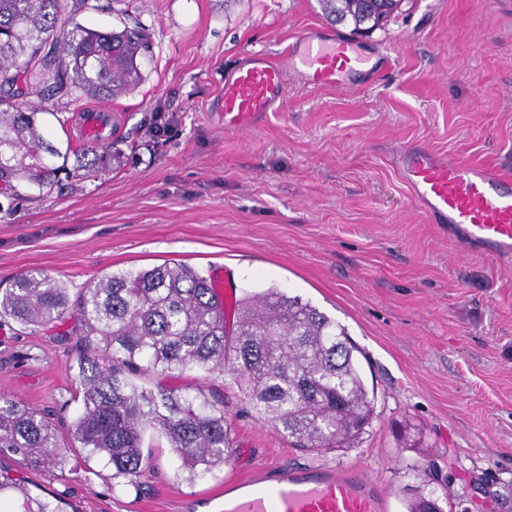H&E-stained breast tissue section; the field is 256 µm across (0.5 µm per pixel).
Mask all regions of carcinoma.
Here are the masks:
<instances>
[{
    "mask_svg": "<svg viewBox=\"0 0 512 512\" xmlns=\"http://www.w3.org/2000/svg\"><path fill=\"white\" fill-rule=\"evenodd\" d=\"M90 0H0V189L14 197L59 186L74 168L105 172L110 145L91 140L62 152L42 130L40 115L74 97L114 99L141 81L144 33L102 32L79 22L58 26L62 12ZM328 15L358 33L384 26L399 0H323ZM74 314L82 406L72 440L112 467V476L142 472L145 435L156 431L193 479L224 468L234 456L224 405L197 394L137 384L148 375L189 369L231 372L251 411L309 452L346 448L373 415L355 346L344 326L299 296L278 288L245 294L232 326L209 279L184 264L114 272L72 303L65 285L32 270L0 291V324L34 331ZM44 469H65L57 428L41 410L0 394V455ZM409 512H442L438 482L421 465ZM18 512H62L0 471V500Z\"/></svg>",
    "mask_w": 512,
    "mask_h": 512,
    "instance_id": "carcinoma-1",
    "label": "carcinoma"
}]
</instances>
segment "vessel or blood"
Here are the masks:
<instances>
[{"label":"vessel or blood","mask_w":512,"mask_h":512,"mask_svg":"<svg viewBox=\"0 0 512 512\" xmlns=\"http://www.w3.org/2000/svg\"><path fill=\"white\" fill-rule=\"evenodd\" d=\"M316 89L351 87L353 75L377 70L347 37L313 29L288 47L284 62L246 54L224 76L220 115L225 132L244 133L267 113L285 108V75ZM392 165L413 202L449 238L507 260L512 258V190L492 169L465 164L416 144L400 147ZM238 493L224 499V512H388L390 491L358 464L306 463L275 469L257 464L234 481Z\"/></svg>","instance_id":"1"}]
</instances>
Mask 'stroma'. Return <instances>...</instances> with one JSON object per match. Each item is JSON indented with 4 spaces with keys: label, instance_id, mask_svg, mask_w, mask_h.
<instances>
[{
    "label": "stroma",
    "instance_id": "35a3bbf8",
    "mask_svg": "<svg viewBox=\"0 0 512 512\" xmlns=\"http://www.w3.org/2000/svg\"><path fill=\"white\" fill-rule=\"evenodd\" d=\"M79 20L144 31L142 80L110 103L107 172L68 171L44 197L0 196V288L37 269L75 298L164 262L222 270L238 299L280 288L347 329L374 415L354 447L306 453L248 411L230 372L150 375L146 386L223 402L236 448L224 470L185 479L158 435L133 483L71 442L64 472L3 454L0 469L63 512H216L225 483L259 462L360 461L387 484L389 512H406L408 471L422 463L442 476L444 512H512L487 497L512 484V269L442 237L390 164L417 143L512 176V0H403L356 40L389 59L370 83L344 93L287 79L284 111L242 134L213 113L225 74L250 52L282 59L326 26L319 0H95ZM99 106L53 107L46 137L82 146ZM69 329L0 326V394L63 435L81 409Z\"/></svg>",
    "mask_w": 512,
    "mask_h": 512
}]
</instances>
